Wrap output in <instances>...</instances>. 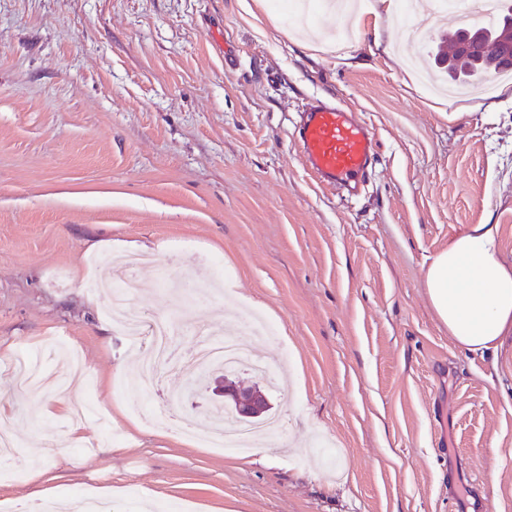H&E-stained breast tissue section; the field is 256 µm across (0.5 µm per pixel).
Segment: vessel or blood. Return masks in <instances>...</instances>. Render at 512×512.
Segmentation results:
<instances>
[{"instance_id":"obj_1","label":"vessel or blood","mask_w":512,"mask_h":512,"mask_svg":"<svg viewBox=\"0 0 512 512\" xmlns=\"http://www.w3.org/2000/svg\"><path fill=\"white\" fill-rule=\"evenodd\" d=\"M298 141L309 168L328 185L357 189L359 177L374 154L377 140L339 105L314 101L305 108Z\"/></svg>"}]
</instances>
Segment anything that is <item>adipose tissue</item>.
Listing matches in <instances>:
<instances>
[{
    "instance_id": "1",
    "label": "adipose tissue",
    "mask_w": 512,
    "mask_h": 512,
    "mask_svg": "<svg viewBox=\"0 0 512 512\" xmlns=\"http://www.w3.org/2000/svg\"><path fill=\"white\" fill-rule=\"evenodd\" d=\"M425 287L459 345L494 349L512 335V264L501 257L496 225H471L431 257Z\"/></svg>"
}]
</instances>
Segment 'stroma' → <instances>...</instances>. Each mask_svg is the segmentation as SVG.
<instances>
[{
  "label": "stroma",
  "instance_id": "obj_1",
  "mask_svg": "<svg viewBox=\"0 0 512 512\" xmlns=\"http://www.w3.org/2000/svg\"><path fill=\"white\" fill-rule=\"evenodd\" d=\"M418 0L426 50L470 21ZM378 0L285 21L278 0H0V512L53 477L69 512H512V335L456 345L425 266L465 227L497 225L512 263V80L429 92ZM376 134L357 191L322 183L297 144L305 106ZM138 256L134 302L175 325L262 311L252 341L284 432L244 456L133 415L140 354L104 283ZM190 366L159 388L210 414ZM64 403L58 416L40 406ZM82 440L66 443L72 426Z\"/></svg>",
  "mask_w": 512,
  "mask_h": 512
}]
</instances>
